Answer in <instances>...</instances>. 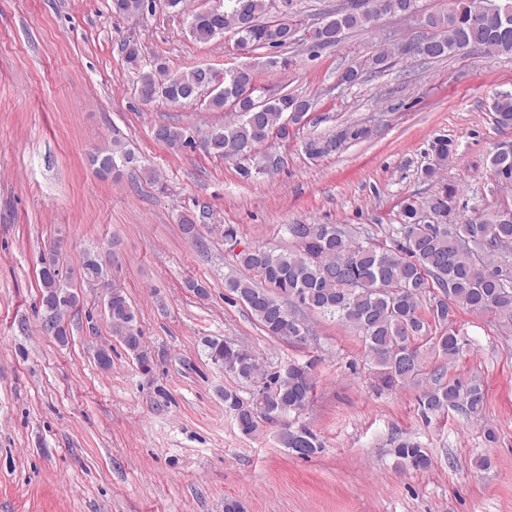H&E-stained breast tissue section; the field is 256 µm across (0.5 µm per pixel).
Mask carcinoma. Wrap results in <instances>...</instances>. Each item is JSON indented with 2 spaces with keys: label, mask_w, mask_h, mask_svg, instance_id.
<instances>
[{
  "label": "carcinoma",
  "mask_w": 512,
  "mask_h": 512,
  "mask_svg": "<svg viewBox=\"0 0 512 512\" xmlns=\"http://www.w3.org/2000/svg\"><path fill=\"white\" fill-rule=\"evenodd\" d=\"M495 11L477 21L478 0H458L447 13L429 14L424 24L431 35L404 45L392 44L345 71L354 85L367 72H383L401 60H431L446 57L460 49L477 48L489 55L512 54V0H493ZM270 0H224V9L192 15L189 31L197 41L209 42L231 30L250 43L253 49H284L291 45L287 32L292 23L268 20ZM145 9V0H112L117 14ZM417 12V0H350L330 13L320 24L330 41L319 46L339 44L349 31L367 30L393 13L409 16ZM126 63L138 74L139 94L150 103L162 98L174 105L198 100L214 85L216 92L208 106L214 111L229 109L237 119L215 127L201 138L208 154L240 163V174L250 177L246 162L257 155L260 144L255 130L274 131L288 138V114L310 110L304 97L278 92L267 96L264 109L254 110L249 99L236 100L240 74L255 77L256 67L268 70L286 67L290 60L272 56L239 71L224 72L219 80L210 68L196 67L171 73L163 63L149 71L141 69L140 50L134 42L125 45ZM495 123L512 127V97L494 101ZM158 140L180 146L190 142L183 127L160 125ZM369 129L353 124L327 137H313L304 144L310 158L319 159L336 152L335 145L364 140ZM434 163L425 168L429 181L439 179L440 170L452 152L446 138L436 139L431 147ZM99 175L119 176V166L135 162L134 155L120 141L92 156ZM490 175L497 184L512 185V154L494 152ZM457 189L441 185L438 192L419 200L401 203L399 227L389 234L390 244H376L355 238L337 224H290L288 234L295 248L278 253L261 246L245 248L237 254L238 263L257 273L265 282L258 287L247 278L230 277L225 287L236 294L259 321L268 335L290 342L299 341L307 328L285 306L284 298L323 317L354 326L365 343L367 358L373 365L378 384L388 390L418 380L424 374L423 342L430 341L439 357L454 362L464 352L467 340L455 327L456 316L465 310L473 314L494 312L512 319V277L502 276V266H512V205L495 203L459 222L448 217L454 210ZM83 276L100 283L107 277V259L100 253L85 251L81 257ZM41 304L45 313L63 320L64 312L78 304V296L62 279L55 259L43 262ZM112 309L107 318L119 338L140 366L150 368V356L136 314L126 294L119 288L110 291ZM207 356L224 372L252 387L249 397L224 390V407L244 435L256 433L263 423L282 426L278 442L291 453L309 458L321 452L317 436L291 417L308 406L315 387L314 364L289 360L269 371L247 348L217 338L204 340ZM486 402L483 383L477 379L462 384L434 376L419 399L424 414L459 410L480 418ZM396 466L427 471L432 458L419 443L409 439L392 448Z\"/></svg>",
  "instance_id": "1"
}]
</instances>
